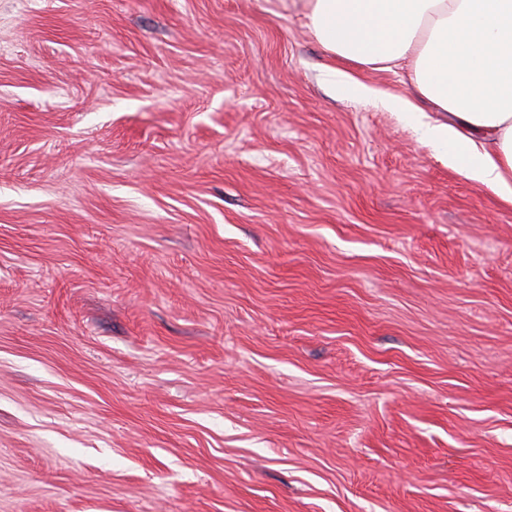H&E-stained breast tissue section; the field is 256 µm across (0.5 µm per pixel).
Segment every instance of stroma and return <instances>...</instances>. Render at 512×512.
I'll use <instances>...</instances> for the list:
<instances>
[{"label":"stroma","instance_id":"35a3bbf8","mask_svg":"<svg viewBox=\"0 0 512 512\" xmlns=\"http://www.w3.org/2000/svg\"><path fill=\"white\" fill-rule=\"evenodd\" d=\"M328 63L0 0V512H512V206Z\"/></svg>","mask_w":512,"mask_h":512}]
</instances>
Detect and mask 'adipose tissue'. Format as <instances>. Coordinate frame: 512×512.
I'll return each instance as SVG.
<instances>
[{"label":"adipose tissue","instance_id":"adipose-tissue-1","mask_svg":"<svg viewBox=\"0 0 512 512\" xmlns=\"http://www.w3.org/2000/svg\"><path fill=\"white\" fill-rule=\"evenodd\" d=\"M305 11L332 59L408 66L415 96H379L328 69L338 92L379 96L446 152L449 167L512 204V0H305Z\"/></svg>","mask_w":512,"mask_h":512}]
</instances>
